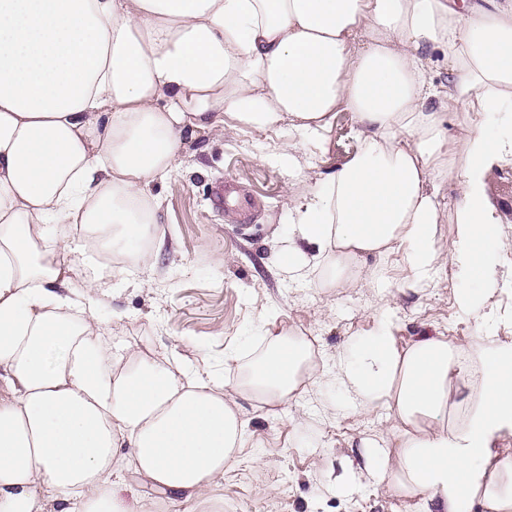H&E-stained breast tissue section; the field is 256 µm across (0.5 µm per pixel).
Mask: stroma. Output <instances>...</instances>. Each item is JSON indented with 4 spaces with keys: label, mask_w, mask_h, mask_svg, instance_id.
Wrapping results in <instances>:
<instances>
[{
    "label": "stroma",
    "mask_w": 512,
    "mask_h": 512,
    "mask_svg": "<svg viewBox=\"0 0 512 512\" xmlns=\"http://www.w3.org/2000/svg\"><path fill=\"white\" fill-rule=\"evenodd\" d=\"M354 123L351 113H337L325 139L307 148L312 166L301 190L317 188L355 151ZM297 140L287 125L254 130L229 121L220 133L186 132L172 176L150 187L160 204V252L130 278L100 279L101 344L175 357L231 383L239 370L225 354L251 360L264 336L290 330L311 342L321 368L292 403L273 412L245 406L246 445L202 497L173 501L125 475L132 512H428L429 503L381 485L393 417L383 408L361 411L343 391L337 363L370 337L382 313L403 345L431 333L464 348L482 329L512 342V164L486 176L502 213L496 291L465 311L455 302L456 267L412 291L402 286L410 272L396 253L355 262L341 288L323 287L321 271L303 281L288 273L280 253L293 179L278 155ZM225 181L246 212L216 203L214 188Z\"/></svg>",
    "instance_id": "stroma-1"
}]
</instances>
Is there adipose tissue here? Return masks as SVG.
I'll return each mask as SVG.
<instances>
[{"instance_id": "1", "label": "adipose tissue", "mask_w": 512, "mask_h": 512, "mask_svg": "<svg viewBox=\"0 0 512 512\" xmlns=\"http://www.w3.org/2000/svg\"><path fill=\"white\" fill-rule=\"evenodd\" d=\"M447 73L435 81L434 69ZM512 100V0H0V512H131L124 473L200 497L224 476L242 402L291 401L319 368L288 332L227 385L187 365L97 343V266L114 244L149 263L159 204L186 131L226 120L290 125L322 140L351 113L357 147L324 186L292 195L281 263L307 277L401 252L406 285L458 267L461 308L496 283L501 217L487 171L512 130L485 117ZM474 114L450 140L451 113ZM459 160L455 229L437 231V185ZM477 373L451 422L454 381ZM342 381L363 411L394 418L381 478L436 512H512V343L398 345L379 319Z\"/></svg>"}]
</instances>
